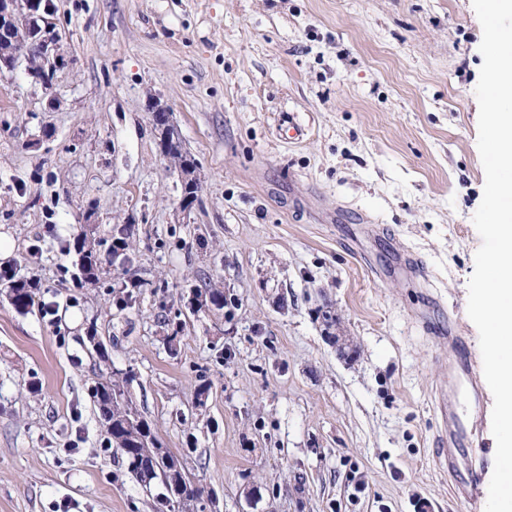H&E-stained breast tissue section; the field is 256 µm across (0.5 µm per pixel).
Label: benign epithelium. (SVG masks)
Returning a JSON list of instances; mask_svg holds the SVG:
<instances>
[{
	"label": "benign epithelium",
	"mask_w": 512,
	"mask_h": 512,
	"mask_svg": "<svg viewBox=\"0 0 512 512\" xmlns=\"http://www.w3.org/2000/svg\"><path fill=\"white\" fill-rule=\"evenodd\" d=\"M37 3L0 0V70L15 68L24 50L34 74H47L56 67L58 56L51 55L55 39L34 19Z\"/></svg>",
	"instance_id": "obj_1"
}]
</instances>
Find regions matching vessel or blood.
Listing matches in <instances>:
<instances>
[{
  "instance_id": "b4317fda",
  "label": "vessel or blood",
  "mask_w": 512,
  "mask_h": 512,
  "mask_svg": "<svg viewBox=\"0 0 512 512\" xmlns=\"http://www.w3.org/2000/svg\"><path fill=\"white\" fill-rule=\"evenodd\" d=\"M480 372L472 359L454 357L448 364V383L464 389L471 397L481 395ZM439 411L448 427V446L442 451V463L448 470L453 491L467 500L479 496L478 472L472 464L480 451L472 440L475 421L459 415L455 405L439 401Z\"/></svg>"
}]
</instances>
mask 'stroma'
Wrapping results in <instances>:
<instances>
[{"label": "stroma", "mask_w": 512, "mask_h": 512, "mask_svg": "<svg viewBox=\"0 0 512 512\" xmlns=\"http://www.w3.org/2000/svg\"><path fill=\"white\" fill-rule=\"evenodd\" d=\"M51 2V87L0 75V269L35 285L20 311L0 281V512H157L91 397L128 373L212 512H484L437 458L448 324L481 355L472 0ZM156 105L197 162L187 210ZM82 231L103 273L80 286ZM193 288L235 304L168 345Z\"/></svg>", "instance_id": "35a3bbf8"}]
</instances>
